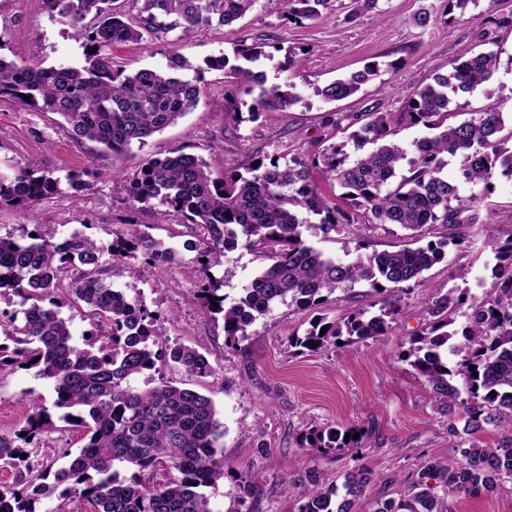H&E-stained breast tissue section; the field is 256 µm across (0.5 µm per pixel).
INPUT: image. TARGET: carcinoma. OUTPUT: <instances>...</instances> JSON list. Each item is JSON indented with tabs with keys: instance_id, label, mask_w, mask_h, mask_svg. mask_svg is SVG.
Returning a JSON list of instances; mask_svg holds the SVG:
<instances>
[{
	"instance_id": "cac0c4a2",
	"label": "carcinoma",
	"mask_w": 512,
	"mask_h": 512,
	"mask_svg": "<svg viewBox=\"0 0 512 512\" xmlns=\"http://www.w3.org/2000/svg\"><path fill=\"white\" fill-rule=\"evenodd\" d=\"M137 19L112 9V0H43L46 11L63 19L82 40L84 64L33 67L0 55V97L61 116L73 133L96 148L120 156L133 144L143 146L156 132L176 123L199 104L205 74L220 71L251 96L249 117L284 110L298 101L296 86H266L253 64L265 52L259 46L235 51L236 63L224 55L199 65L177 54L165 69L126 72L112 64L107 50L134 43L146 33L233 25L256 0H140ZM325 0H283L294 21L320 17ZM498 68V52L485 50L449 64L448 73L408 95L400 121L421 125L431 134L403 147L387 114L372 112L360 130L349 135L356 154L332 144L310 163L299 156L282 163L262 157L245 171L213 176L199 155L177 147L145 161L131 178L115 180L126 198L143 208L164 207L203 230L198 251V288L193 295L206 315L224 323L225 347L235 349L258 320L282 305L319 309L337 290L361 283L371 289L376 312L352 310L338 319L320 316L292 341L309 350L338 341L355 343L382 335L398 312L402 295L423 272L444 260L448 245L464 237L450 233L428 243L395 250L359 253L350 262L325 254L304 237L309 216L320 217L327 234L340 224H392L422 237L428 226L454 229L480 221L476 198L461 187L494 186L512 179V128L505 129L499 102L461 122H451L452 96L489 82ZM378 72V64L316 90L323 100L346 99ZM457 158L455 173L449 160ZM342 189L351 211L318 192L311 169ZM79 193L86 182L79 171L64 178L30 163L12 177H0V207L36 216L38 205L62 192ZM27 241L0 236V296L23 299V317L9 316L0 342V372L36 370L56 392L62 418L86 430V443L58 468L36 469L26 446L54 427L51 414L31 405L24 425L0 436V463L15 471V483L0 489V512H40L42 499L55 492L65 498L80 490L92 512H212L203 489L224 478L219 452L224 436L213 401L170 382L139 390L131 379L164 360L189 376L205 377L213 366L206 354L183 343L160 340L157 319L137 299L107 281L102 258L112 262L142 259V271L154 274L178 261L170 243L146 232L116 238L108 245L76 230L66 245L34 229ZM262 254L266 263L242 295L225 303L223 280L211 272L217 257L238 247ZM89 267L68 279L74 260ZM492 269L495 288L465 297L450 288L428 304V323L411 340L407 360L431 386L435 402L448 418H464L463 433L473 435L487 424L512 422V239L497 247ZM87 308L90 337L75 344L70 320L61 316L63 292ZM218 306H213V303ZM468 304L465 325L457 329L452 314ZM345 433L322 428L309 433L312 448L341 449ZM135 469L130 477L118 467ZM176 476L158 481L155 473ZM512 479V434L489 448L469 440L454 465L428 462L399 499L378 503L374 512H444L445 496L476 497L494 492ZM434 484H429V481ZM371 482L364 468L349 471L341 485L325 486L314 471L306 474L299 512H353L354 498Z\"/></svg>"
}]
</instances>
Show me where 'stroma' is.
Instances as JSON below:
<instances>
[{"label": "stroma", "mask_w": 512, "mask_h": 512, "mask_svg": "<svg viewBox=\"0 0 512 512\" xmlns=\"http://www.w3.org/2000/svg\"><path fill=\"white\" fill-rule=\"evenodd\" d=\"M378 7V12L354 17L351 0H327L320 20L298 24L278 0H256L230 29L147 34L139 42L113 47L114 64L133 71L165 68L177 52L200 63L210 56H233L239 44L259 45L265 56L257 67L267 85L292 83L300 96L288 109L267 111L253 120L232 106V88L223 73H207L194 112L120 157L74 138L59 115L0 100V174L32 161L59 177L82 170L87 184L84 193L67 191L42 204L35 222L21 211L0 209V236L19 238L38 225L60 239L81 229L107 243L147 230L180 246L178 263L165 271L142 274L140 261L130 259L109 267L107 275L158 315L165 341L196 347L213 366L208 376L189 377L160 361L133 381L144 389L166 380L212 399L225 431L224 477L206 490L212 512H297L306 471H316L323 484H339L346 472L361 466L371 471L372 482L355 510L372 512L375 500L399 498L422 465L458 458L464 446L463 436L449 431L430 385L405 353L438 289L478 294L492 288L496 248L512 239V181L498 180L489 192L479 185L465 187V194L479 196L481 210L492 211L491 223L461 226L464 243L449 246L445 259L424 272L391 330L315 351L292 346V338L303 335L317 314L335 319L355 308H371L369 288L358 284L338 291L336 300L318 311L280 307L253 324L237 349L226 348L222 321L211 320L193 301L196 253L191 246L201 236L199 227L173 213L140 209L113 183L114 176H132L146 159L178 145L203 156L217 173L245 169L259 155L312 159L328 145L347 141L372 112L388 113L398 124L397 140L410 145L427 131L399 123L408 93L431 83L436 69L482 50L497 51L498 70L488 83L454 96L456 118L465 120L497 101L512 116V0H478L462 16L449 14L445 0H379ZM423 10L431 14L424 27L415 21ZM291 47L305 51L296 75L280 67L285 49ZM0 55L43 67L66 66L81 60L82 49L67 23L45 11L42 0H0ZM370 62L378 63L379 72L356 95L332 103L315 96V88ZM304 235L345 262L360 246L370 253L406 242L405 231L391 224H352L326 236L311 228ZM263 263L258 253L243 248L222 257L213 272L224 276V270H231V277H224L228 300L240 297ZM26 398L56 419L54 429L29 446L31 461L41 467L61 466L64 452L75 453L83 446L84 432L60 420L53 384L33 371L0 373V435L23 426ZM325 426L356 432L353 447H303L305 433ZM254 471L259 480L250 493H242L241 477ZM448 505L451 512H512V479L492 495H455Z\"/></svg>", "instance_id": "stroma-1"}]
</instances>
